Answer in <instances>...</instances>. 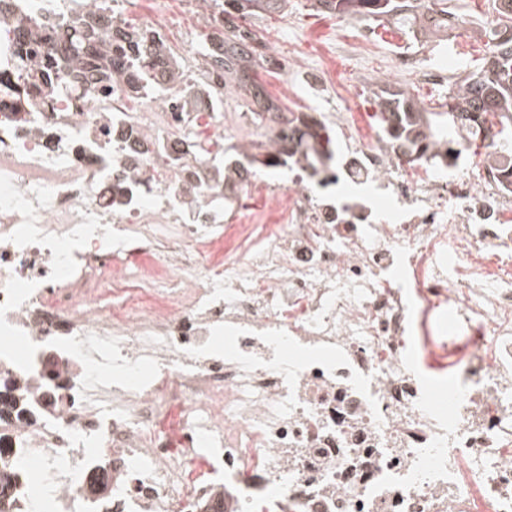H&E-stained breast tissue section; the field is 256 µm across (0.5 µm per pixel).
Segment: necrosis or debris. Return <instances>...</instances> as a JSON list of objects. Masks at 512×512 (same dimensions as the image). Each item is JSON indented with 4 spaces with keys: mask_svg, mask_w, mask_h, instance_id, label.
I'll return each mask as SVG.
<instances>
[{
    "mask_svg": "<svg viewBox=\"0 0 512 512\" xmlns=\"http://www.w3.org/2000/svg\"><path fill=\"white\" fill-rule=\"evenodd\" d=\"M34 18L57 20L0 0V73L8 23ZM385 77L444 85L448 65L396 52ZM224 106L209 71L136 102L123 77L34 112L0 92V502L512 512V188L489 164L405 168L345 114L335 171L227 182L205 157L210 129L243 140ZM426 368L456 379L447 411Z\"/></svg>",
    "mask_w": 512,
    "mask_h": 512,
    "instance_id": "4bbe7bcc",
    "label": "necrosis or debris"
}]
</instances>
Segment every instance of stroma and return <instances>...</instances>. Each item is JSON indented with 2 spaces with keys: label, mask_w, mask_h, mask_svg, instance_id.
Masks as SVG:
<instances>
[{
  "label": "stroma",
  "mask_w": 512,
  "mask_h": 512,
  "mask_svg": "<svg viewBox=\"0 0 512 512\" xmlns=\"http://www.w3.org/2000/svg\"><path fill=\"white\" fill-rule=\"evenodd\" d=\"M147 11L161 18L167 40L179 52L182 69L199 70L200 48L208 31L206 12L199 0H134L126 17L137 23ZM246 25L266 45L286 48L301 63H327L333 76L332 92L315 104L295 88L288 73L261 72L260 78L272 99L293 112L321 114L330 126L335 123L336 113H354L368 132L375 128L369 107L375 102L389 50L418 52L425 66L447 60L448 80L452 83L462 79L469 68L478 66L485 56L484 40L471 26L445 47L407 43L405 36L391 26L376 27L366 42L360 38L365 24L320 14L314 0H290L287 13L252 16Z\"/></svg>",
  "instance_id": "1"
}]
</instances>
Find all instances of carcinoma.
Listing matches in <instances>:
<instances>
[{
  "mask_svg": "<svg viewBox=\"0 0 512 512\" xmlns=\"http://www.w3.org/2000/svg\"><path fill=\"white\" fill-rule=\"evenodd\" d=\"M210 15L222 17L211 22L205 36L203 56L207 64L224 72V84L233 88L253 112H264L281 127L274 138L251 142L224 161L222 175L229 179L232 164L250 172L258 167H286L288 162H305L313 172L329 169L335 157L334 142L325 124L301 112H285L267 94L259 70L268 69L258 51L257 34L238 24L249 16L283 13L288 0H202ZM321 12L358 21L382 22L394 19L412 33L428 39L453 28L456 14L448 0H314ZM496 26L485 31L487 53L483 65L448 89L445 112H430L401 93L378 97V127L405 156L451 166L465 141L473 145L483 133L485 159L500 152L512 153V0H492ZM19 42L14 67L15 81L5 84L21 108L36 111L49 99L89 81L108 88L118 76H129L136 94L158 91L156 81L164 71L173 82L182 76L174 54L147 50L154 34L135 29L100 10L76 9L68 18L69 36L57 38V28L47 23L17 25Z\"/></svg>",
  "mask_w": 512,
  "mask_h": 512,
  "instance_id": "cac0c4a2",
  "label": "carcinoma"
}]
</instances>
